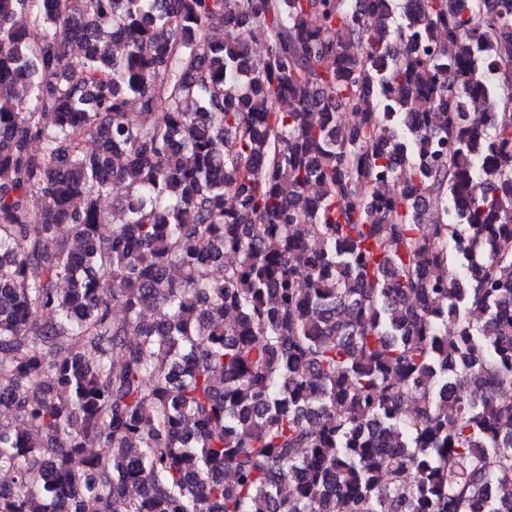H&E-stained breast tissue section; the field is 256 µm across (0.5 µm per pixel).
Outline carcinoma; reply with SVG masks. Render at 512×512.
<instances>
[{
    "label": "carcinoma",
    "mask_w": 512,
    "mask_h": 512,
    "mask_svg": "<svg viewBox=\"0 0 512 512\" xmlns=\"http://www.w3.org/2000/svg\"><path fill=\"white\" fill-rule=\"evenodd\" d=\"M505 95L512 0H0V512H512Z\"/></svg>",
    "instance_id": "carcinoma-1"
}]
</instances>
